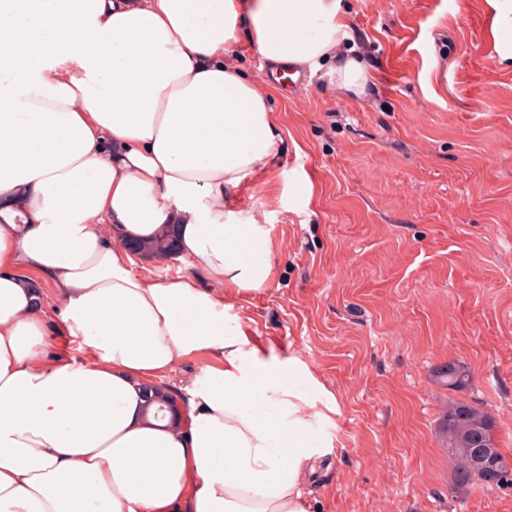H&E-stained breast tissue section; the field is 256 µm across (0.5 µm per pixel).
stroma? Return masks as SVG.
Instances as JSON below:
<instances>
[{"instance_id": "obj_1", "label": "stroma", "mask_w": 512, "mask_h": 512, "mask_svg": "<svg viewBox=\"0 0 512 512\" xmlns=\"http://www.w3.org/2000/svg\"><path fill=\"white\" fill-rule=\"evenodd\" d=\"M345 6L371 81L277 85L280 149L235 200L266 218L274 268L224 302L338 405L307 512H512V486L456 488L441 430L467 402L512 458V69L487 0ZM451 361L466 390L439 383Z\"/></svg>"}]
</instances>
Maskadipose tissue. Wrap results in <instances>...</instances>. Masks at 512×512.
I'll list each match as a JSON object with an SVG mask.
<instances>
[{
    "instance_id": "1",
    "label": "adipose tissue",
    "mask_w": 512,
    "mask_h": 512,
    "mask_svg": "<svg viewBox=\"0 0 512 512\" xmlns=\"http://www.w3.org/2000/svg\"><path fill=\"white\" fill-rule=\"evenodd\" d=\"M242 30L364 93L342 0H0V512H305L331 446L310 374L222 294L274 266L233 206L281 142L273 87L225 58ZM166 224L199 275L135 271L121 240ZM192 358L173 429L147 390Z\"/></svg>"
}]
</instances>
